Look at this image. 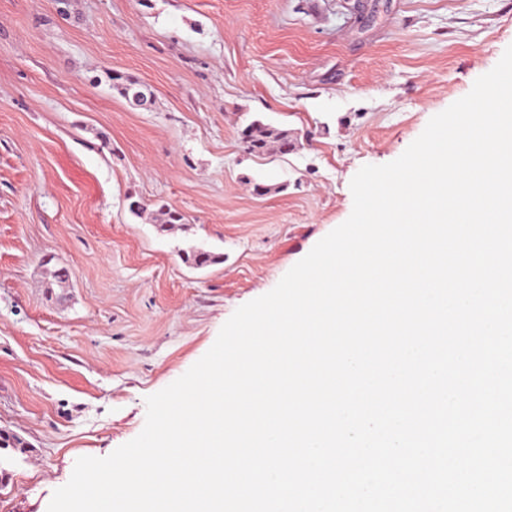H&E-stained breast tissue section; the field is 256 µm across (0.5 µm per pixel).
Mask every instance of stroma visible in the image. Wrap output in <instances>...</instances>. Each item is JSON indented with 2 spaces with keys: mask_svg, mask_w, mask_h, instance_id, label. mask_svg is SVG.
I'll return each mask as SVG.
<instances>
[{
  "mask_svg": "<svg viewBox=\"0 0 512 512\" xmlns=\"http://www.w3.org/2000/svg\"><path fill=\"white\" fill-rule=\"evenodd\" d=\"M511 45L512 0H0V512H47L78 458L134 439L147 397L348 219L357 171ZM256 119L296 150L247 154ZM163 204L183 224L160 231ZM197 247L223 262L185 263Z\"/></svg>",
  "mask_w": 512,
  "mask_h": 512,
  "instance_id": "obj_1",
  "label": "stroma"
}]
</instances>
